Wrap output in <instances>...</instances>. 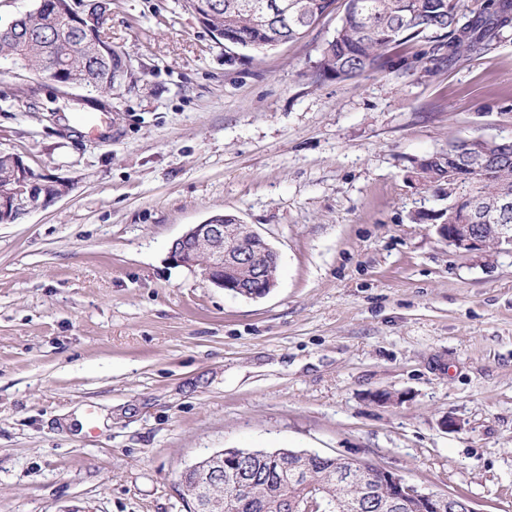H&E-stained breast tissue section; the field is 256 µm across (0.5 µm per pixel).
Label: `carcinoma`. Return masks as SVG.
<instances>
[{"mask_svg": "<svg viewBox=\"0 0 512 512\" xmlns=\"http://www.w3.org/2000/svg\"><path fill=\"white\" fill-rule=\"evenodd\" d=\"M55 15L32 8L17 17L8 30L0 28V60H10L58 83L104 93L112 76L130 54L112 47L103 17L90 29L75 26L71 0H56ZM298 9L259 14L237 6V0H186L213 37L241 53H262L294 42L314 24L342 7L333 36L320 50L316 80H346L364 74L412 75L444 66L462 65L474 56L494 50L512 30V0H486L478 11L466 0H298ZM93 41L112 53L89 55L77 47ZM425 40L429 48L394 57L393 50ZM417 180L426 189L448 184V223L471 222L478 203L499 224H512V143L482 136L457 137L448 142V154L418 163ZM286 448L251 450L245 459L248 490L235 493V481L211 495L224 499V512H308L315 502L335 505L334 512H417L389 506L393 486L368 488L359 478L342 479L344 463L331 456L311 460L309 475L295 481L281 468Z\"/></svg>", "mask_w": 512, "mask_h": 512, "instance_id": "cac0c4a2", "label": "carcinoma"}]
</instances>
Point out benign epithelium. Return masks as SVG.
Segmentation results:
<instances>
[{"label": "benign epithelium", "instance_id": "1", "mask_svg": "<svg viewBox=\"0 0 512 512\" xmlns=\"http://www.w3.org/2000/svg\"><path fill=\"white\" fill-rule=\"evenodd\" d=\"M42 185L25 177L12 184L0 187V211L7 210L16 217L44 207L54 197L41 191ZM435 232L440 239L447 242L456 251L462 253H481L485 247L486 235L495 237L503 245H512V224H448L435 225ZM169 259L172 263L199 273L204 279L218 288L237 294L241 284L224 275L239 265H250L256 270L261 280L260 287L272 291L277 286L274 278L263 275L266 268L278 263V253L249 225L239 219L226 224L224 220L205 221L189 227L171 245ZM313 453L301 451L287 458L288 467L295 477H300L307 470V458ZM237 465L242 457L226 454L220 450L186 467L182 475L193 473L198 483L202 484L201 494L209 495L213 483L224 481V461ZM350 466L344 473L351 474L356 460H348ZM366 482L373 484L383 478L393 480L397 485L396 500L406 504L414 499L420 503V509L430 512H474L470 501L461 496L444 495L419 486L404 476L383 467L366 465L358 469Z\"/></svg>", "mask_w": 512, "mask_h": 512}]
</instances>
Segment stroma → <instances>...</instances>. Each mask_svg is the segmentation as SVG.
<instances>
[{
    "label": "stroma",
    "mask_w": 512,
    "mask_h": 512,
    "mask_svg": "<svg viewBox=\"0 0 512 512\" xmlns=\"http://www.w3.org/2000/svg\"><path fill=\"white\" fill-rule=\"evenodd\" d=\"M337 16L252 59L184 0H114L137 79L78 87L0 61V150L66 193L0 224V512H190L224 448L366 458L512 512V248L462 254L417 162L512 140V35L459 66L315 80ZM279 254L247 300L174 265L216 213Z\"/></svg>",
    "instance_id": "obj_1"
}]
</instances>
